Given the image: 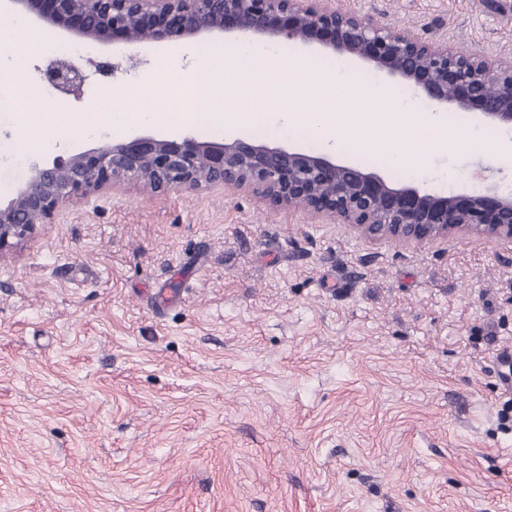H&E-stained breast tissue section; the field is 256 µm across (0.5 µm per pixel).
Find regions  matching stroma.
I'll use <instances>...</instances> for the list:
<instances>
[{"mask_svg": "<svg viewBox=\"0 0 512 512\" xmlns=\"http://www.w3.org/2000/svg\"><path fill=\"white\" fill-rule=\"evenodd\" d=\"M462 54L512 55V0H338ZM46 111H88L100 82L136 88L157 64L84 52L80 88L46 82ZM0 169L89 151L121 131L20 148L0 85ZM394 182L512 187L475 150ZM512 243L456 233L363 237L221 186L77 199L0 256V512H512Z\"/></svg>", "mask_w": 512, "mask_h": 512, "instance_id": "obj_1", "label": "stroma"}]
</instances>
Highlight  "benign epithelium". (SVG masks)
<instances>
[{
	"instance_id": "7a95c632",
	"label": "benign epithelium",
	"mask_w": 512,
	"mask_h": 512,
	"mask_svg": "<svg viewBox=\"0 0 512 512\" xmlns=\"http://www.w3.org/2000/svg\"><path fill=\"white\" fill-rule=\"evenodd\" d=\"M9 17L35 20L85 43L125 49L181 43L204 35L318 44L365 61L417 89L432 106H452L512 128V56L461 55L448 39H426L341 10L330 0H3ZM45 77L67 94L80 69L55 59ZM135 181L152 194L215 185L244 189L270 205L317 220L350 224L372 239L422 243L457 232L512 241V194L432 193L396 186L373 170L313 154L240 139L200 141L140 136L105 149L35 164L25 185L0 204V254L75 197Z\"/></svg>"
}]
</instances>
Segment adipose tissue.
I'll list each match as a JSON object with an SVG mask.
<instances>
[{"label": "adipose tissue", "instance_id": "1", "mask_svg": "<svg viewBox=\"0 0 512 512\" xmlns=\"http://www.w3.org/2000/svg\"><path fill=\"white\" fill-rule=\"evenodd\" d=\"M153 91L152 80L148 79L140 84L135 92L138 106L130 110L125 106L128 96L126 90L121 87L114 88L110 97L96 101L90 111L77 115L60 112L48 119L42 126L41 138L52 141L61 131L78 129L89 132L106 123L118 131L154 124L156 113Z\"/></svg>", "mask_w": 512, "mask_h": 512}]
</instances>
